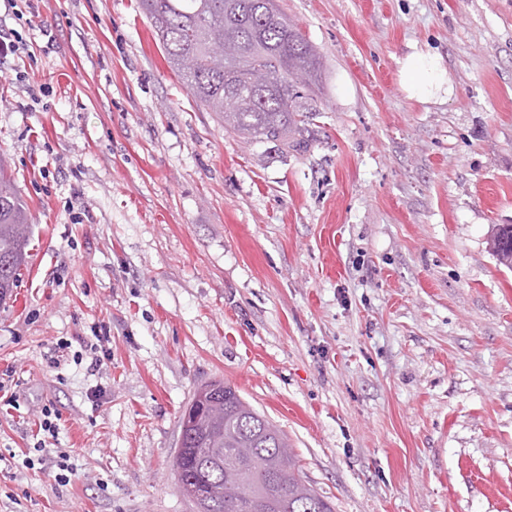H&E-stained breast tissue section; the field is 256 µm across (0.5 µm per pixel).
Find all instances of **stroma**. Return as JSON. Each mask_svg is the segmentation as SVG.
I'll list each match as a JSON object with an SVG mask.
<instances>
[{
	"mask_svg": "<svg viewBox=\"0 0 512 512\" xmlns=\"http://www.w3.org/2000/svg\"><path fill=\"white\" fill-rule=\"evenodd\" d=\"M276 2L322 58L284 143L199 106L139 0L0 2L24 41L0 164L31 216L0 303V512H196L174 456L214 380L335 512H512V269L489 245L512 224V0ZM416 49L446 69L429 102L401 85ZM47 406L64 486L23 463Z\"/></svg>",
	"mask_w": 512,
	"mask_h": 512,
	"instance_id": "1",
	"label": "stroma"
}]
</instances>
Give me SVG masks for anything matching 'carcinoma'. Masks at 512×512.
<instances>
[{
    "instance_id": "obj_1",
    "label": "carcinoma",
    "mask_w": 512,
    "mask_h": 512,
    "mask_svg": "<svg viewBox=\"0 0 512 512\" xmlns=\"http://www.w3.org/2000/svg\"><path fill=\"white\" fill-rule=\"evenodd\" d=\"M164 59L204 109L249 141L288 138L310 111L301 102L319 86L320 55L276 0H140ZM29 214L0 168V300L26 264ZM493 249L512 268V224ZM222 381L199 388L181 420L175 469L183 490L201 493L205 512H264L240 495L252 485L275 512H333L296 473L285 435Z\"/></svg>"
}]
</instances>
